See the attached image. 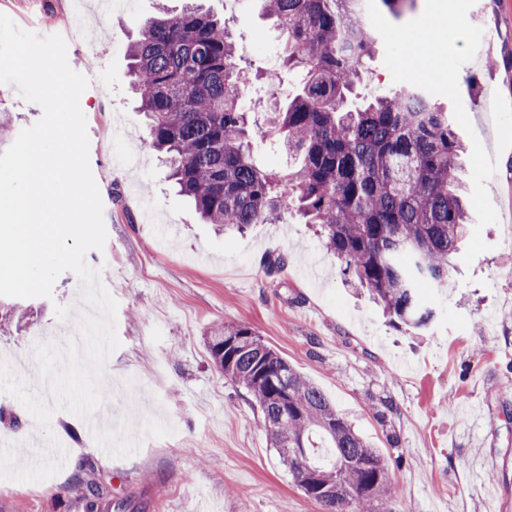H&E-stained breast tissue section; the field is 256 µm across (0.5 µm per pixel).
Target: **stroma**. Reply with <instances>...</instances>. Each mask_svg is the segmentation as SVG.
Returning a JSON list of instances; mask_svg holds the SVG:
<instances>
[{"label":"stroma","instance_id":"35a3bbf8","mask_svg":"<svg viewBox=\"0 0 512 512\" xmlns=\"http://www.w3.org/2000/svg\"><path fill=\"white\" fill-rule=\"evenodd\" d=\"M131 2L101 14L94 0H0V13L21 29L65 36L70 67L101 80L80 98L107 230L103 251L87 261L118 303L120 345L106 363L100 413L120 424L132 416L130 399L174 432L115 458L87 422L56 412L51 428L70 463L42 482L0 480V512H87L92 485L96 512H320L270 447L252 396L214 365L206 338L222 322L254 329L380 450L399 489L395 512H512V149L497 152L484 110L488 95L506 91L505 73L468 62L458 76L475 130L461 140H480L497 157L487 188L499 221L482 231L490 249L469 264L453 258L445 292L426 295L434 321L412 336L345 282L339 260L297 217L243 235L200 223L145 141L149 120L131 94L126 47L157 0ZM206 5L224 16L251 77L245 108L256 161L285 168L263 134L265 82H282L287 92L293 84L280 68V34L260 0ZM75 10L87 18L77 39L67 34ZM113 126L131 133L123 146L139 159L135 174L111 161ZM78 298L77 277L63 273L52 297L16 300L18 321L0 331V358L32 380L34 392L45 387L35 380L32 349L69 332L54 307ZM2 434L16 439L19 466L36 460L37 425L4 392Z\"/></svg>","mask_w":512,"mask_h":512}]
</instances>
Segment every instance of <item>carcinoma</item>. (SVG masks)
<instances>
[{
	"label": "carcinoma",
	"instance_id": "carcinoma-1",
	"mask_svg": "<svg viewBox=\"0 0 512 512\" xmlns=\"http://www.w3.org/2000/svg\"><path fill=\"white\" fill-rule=\"evenodd\" d=\"M183 2L180 10L160 5L127 50L150 145L169 163L177 192L204 223L239 233L293 208L319 226L351 285L367 289L396 325L425 327L433 310L418 283L445 287L467 234L464 147L448 112L409 86L348 106L378 44L363 0H261L283 38L281 66L299 76L268 120V136L293 163L264 170L252 158L234 35L201 0ZM414 4L379 0L395 17ZM12 138V115L0 107V151ZM208 350L251 393L271 447L321 512H392L399 491L382 454L252 328L219 324Z\"/></svg>",
	"mask_w": 512,
	"mask_h": 512
}]
</instances>
